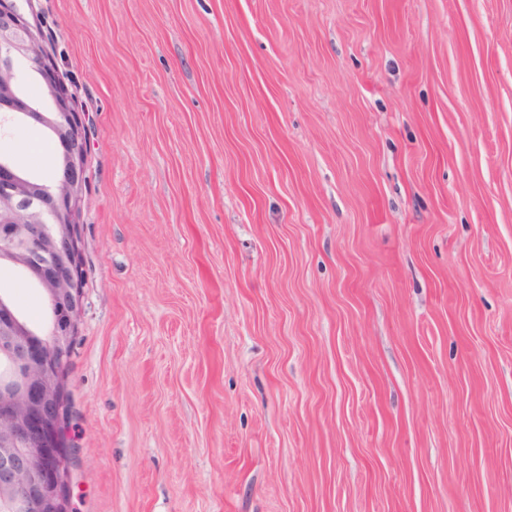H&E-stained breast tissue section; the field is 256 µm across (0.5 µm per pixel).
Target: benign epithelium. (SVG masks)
Here are the masks:
<instances>
[{
    "label": "benign epithelium",
    "instance_id": "obj_1",
    "mask_svg": "<svg viewBox=\"0 0 512 512\" xmlns=\"http://www.w3.org/2000/svg\"><path fill=\"white\" fill-rule=\"evenodd\" d=\"M0 0V121H28L61 147L51 184L33 186L11 158L0 157V268L12 269L47 298L49 331L30 326L0 292V355L11 374L0 381V512H73L69 480L57 461L69 452L60 370L74 355L82 308L76 217L86 184V129L73 94L60 81L42 31L24 5ZM25 60L45 80V110L14 92Z\"/></svg>",
    "mask_w": 512,
    "mask_h": 512
}]
</instances>
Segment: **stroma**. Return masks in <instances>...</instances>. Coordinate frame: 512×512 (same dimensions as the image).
I'll use <instances>...</instances> for the list:
<instances>
[{
    "instance_id": "35a3bbf8",
    "label": "stroma",
    "mask_w": 512,
    "mask_h": 512,
    "mask_svg": "<svg viewBox=\"0 0 512 512\" xmlns=\"http://www.w3.org/2000/svg\"><path fill=\"white\" fill-rule=\"evenodd\" d=\"M29 18L87 125L75 512H512V0Z\"/></svg>"
}]
</instances>
